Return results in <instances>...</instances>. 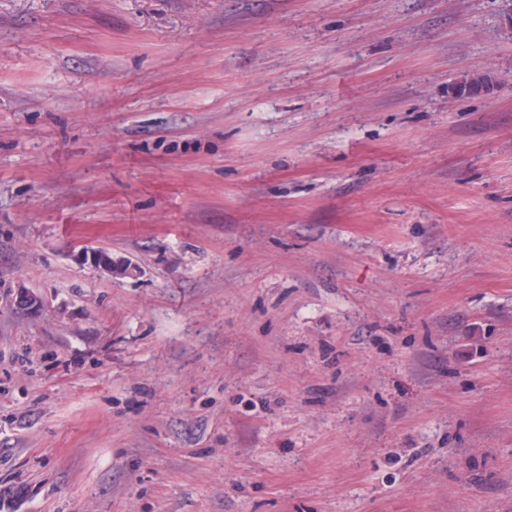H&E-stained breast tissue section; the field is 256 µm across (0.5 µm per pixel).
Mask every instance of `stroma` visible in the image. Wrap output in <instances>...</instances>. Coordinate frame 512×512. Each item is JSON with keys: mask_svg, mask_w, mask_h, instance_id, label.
Instances as JSON below:
<instances>
[{"mask_svg": "<svg viewBox=\"0 0 512 512\" xmlns=\"http://www.w3.org/2000/svg\"><path fill=\"white\" fill-rule=\"evenodd\" d=\"M506 8L0 0V512H512Z\"/></svg>", "mask_w": 512, "mask_h": 512, "instance_id": "stroma-1", "label": "stroma"}]
</instances>
